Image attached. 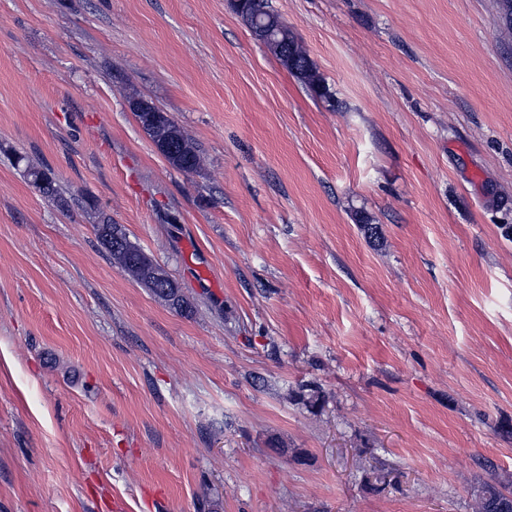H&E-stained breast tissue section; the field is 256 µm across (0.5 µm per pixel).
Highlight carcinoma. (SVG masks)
<instances>
[{
    "label": "carcinoma",
    "mask_w": 512,
    "mask_h": 512,
    "mask_svg": "<svg viewBox=\"0 0 512 512\" xmlns=\"http://www.w3.org/2000/svg\"><path fill=\"white\" fill-rule=\"evenodd\" d=\"M255 15L261 18L262 30L266 35L273 36L276 41L282 42L288 47V56L285 57L276 50L273 51V55L291 73L295 74L316 97L324 98L327 91L324 80L309 59L306 50L296 41L288 25L281 20L277 13L269 9L267 0H247V7L240 13V16L251 29L254 28L253 16ZM145 132L154 143L169 142L170 151L164 154V157L175 169L183 172H195L202 168L203 158L197 147L174 120L171 119L164 124L147 128ZM16 163L24 164V172L27 177L46 197L51 199L57 197L58 189L55 179L48 169L34 164L25 156L17 157ZM114 229L118 230L122 238H127L121 226L112 223V220L106 216H100L98 224L95 225L97 237L109 250L115 263L139 281L149 277L153 269L151 259L144 256L140 261L133 262L127 252L112 250V230ZM155 295L181 311L189 312L192 309L191 302L181 294L178 288L171 286L163 288L155 292ZM481 499L485 500L487 512H497L499 506L503 504L506 505L508 512L512 509V500L506 493L490 484L484 486Z\"/></svg>",
    "instance_id": "obj_1"
}]
</instances>
